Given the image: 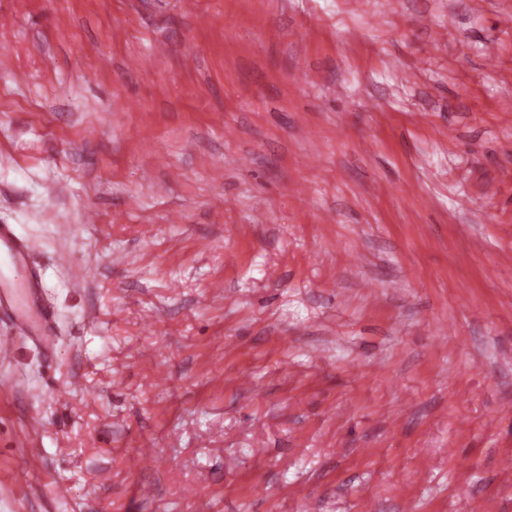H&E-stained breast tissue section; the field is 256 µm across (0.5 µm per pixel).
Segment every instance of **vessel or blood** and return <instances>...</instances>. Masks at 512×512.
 Listing matches in <instances>:
<instances>
[{
  "mask_svg": "<svg viewBox=\"0 0 512 512\" xmlns=\"http://www.w3.org/2000/svg\"><path fill=\"white\" fill-rule=\"evenodd\" d=\"M0 263L9 274L0 277V312L10 313L13 334L0 336V356H10L18 336H49L50 313L45 305L43 289L29 271L28 253L22 240L6 225H0ZM30 462L43 454L41 433L37 423H30L21 439Z\"/></svg>",
  "mask_w": 512,
  "mask_h": 512,
  "instance_id": "b4317fda",
  "label": "vessel or blood"
}]
</instances>
